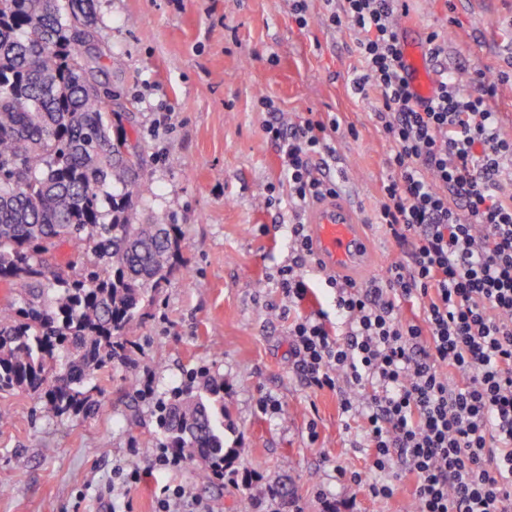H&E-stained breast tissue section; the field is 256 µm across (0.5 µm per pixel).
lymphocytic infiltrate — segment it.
<instances>
[{
    "instance_id": "f902f5d3",
    "label": "lymphocytic infiltrate",
    "mask_w": 512,
    "mask_h": 512,
    "mask_svg": "<svg viewBox=\"0 0 512 512\" xmlns=\"http://www.w3.org/2000/svg\"><path fill=\"white\" fill-rule=\"evenodd\" d=\"M407 0H344L328 26L355 35L354 94L376 92L375 117L393 145L392 171L371 221L409 247L384 283L335 275L333 336L323 310L303 311L315 263L308 207L336 196L314 158H333L336 118L288 121L273 111L264 133L288 188L292 261L279 288L296 313L289 327L310 385L339 392L342 412H360L372 466L396 462L414 477L416 512H512V195L501 188L512 139L488 105L496 85L477 74V93L445 76L428 98L405 73L398 19ZM422 317L402 321L399 306Z\"/></svg>"
}]
</instances>
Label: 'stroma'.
Returning a JSON list of instances; mask_svg holds the SVG:
<instances>
[{"label":"stroma","instance_id":"35a3bbf8","mask_svg":"<svg viewBox=\"0 0 512 512\" xmlns=\"http://www.w3.org/2000/svg\"><path fill=\"white\" fill-rule=\"evenodd\" d=\"M106 54L102 83L126 130L147 147L154 185L144 218L181 225L191 272L175 275L135 338L132 361L99 376L101 410L48 421L24 393L0 395V512H104L100 483L118 469H148L159 431L154 400L135 380L151 376L155 398L203 369L224 381V444L239 451L235 474L150 472L129 495L130 512H155L163 485L186 487L214 512H413L412 477L386 471L396 491L371 496L374 477L362 420L340 410L336 392L309 386L289 340L288 303L277 270L291 257L287 205L267 204L280 162L263 133L269 107L297 121L338 116L336 161L325 177L358 215L371 214L391 176L392 145L374 115L375 98L349 87L359 61L354 35L324 23V0H308L298 26L288 0H94ZM407 19L437 31L438 60L473 89L476 72L496 81L490 107L512 139V0H409ZM355 135H348L347 126ZM372 248L347 271L360 285L410 264L386 228L369 227ZM360 471L351 484L345 470Z\"/></svg>","mask_w":512,"mask_h":512}]
</instances>
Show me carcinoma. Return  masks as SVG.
<instances>
[{
	"mask_svg": "<svg viewBox=\"0 0 512 512\" xmlns=\"http://www.w3.org/2000/svg\"><path fill=\"white\" fill-rule=\"evenodd\" d=\"M93 0H0V393L24 391L42 417L101 409L95 372L131 361L129 346L179 270V225L145 222L152 194L140 141L112 132ZM118 192H104L106 185ZM69 245L75 260L60 259ZM173 391L158 405L170 448L233 469L224 447V382Z\"/></svg>",
	"mask_w": 512,
	"mask_h": 512,
	"instance_id": "1",
	"label": "carcinoma"
}]
</instances>
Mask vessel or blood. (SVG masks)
I'll return each instance as SVG.
<instances>
[{
  "label": "vessel or blood",
  "instance_id": "b4317fda",
  "mask_svg": "<svg viewBox=\"0 0 512 512\" xmlns=\"http://www.w3.org/2000/svg\"><path fill=\"white\" fill-rule=\"evenodd\" d=\"M428 49L421 39L403 43V61L412 87L421 95H431L438 76L428 65ZM317 253L329 271L344 272L360 265L368 247L360 234V220L355 211L336 198L316 202L309 215Z\"/></svg>",
  "mask_w": 512,
  "mask_h": 512
}]
</instances>
